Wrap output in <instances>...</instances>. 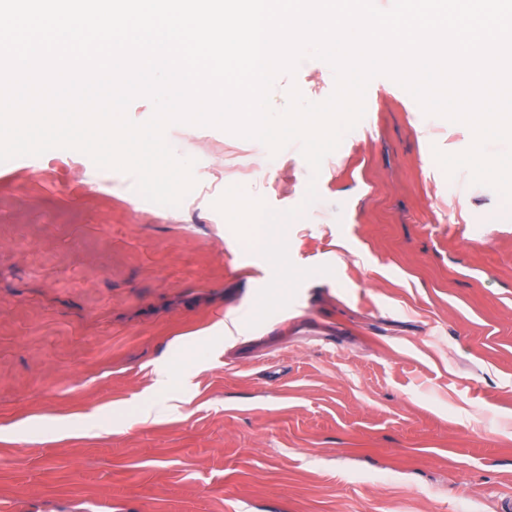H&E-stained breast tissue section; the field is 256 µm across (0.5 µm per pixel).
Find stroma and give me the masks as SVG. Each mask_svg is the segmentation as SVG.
<instances>
[{
	"mask_svg": "<svg viewBox=\"0 0 512 512\" xmlns=\"http://www.w3.org/2000/svg\"><path fill=\"white\" fill-rule=\"evenodd\" d=\"M293 86L321 102L334 74L304 59L275 110ZM365 106L317 174L299 144L171 125L196 161L176 207L75 150L0 163V512H500L512 206L436 163L467 126L385 76ZM234 184L278 212L315 185L285 230L311 275L217 342L274 277L213 206Z\"/></svg>",
	"mask_w": 512,
	"mask_h": 512,
	"instance_id": "obj_1",
	"label": "stroma"
}]
</instances>
